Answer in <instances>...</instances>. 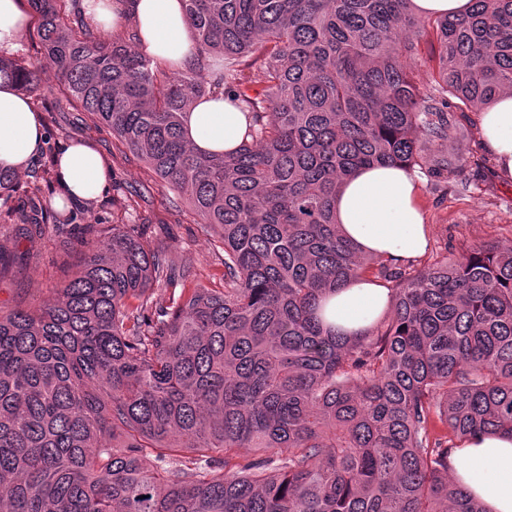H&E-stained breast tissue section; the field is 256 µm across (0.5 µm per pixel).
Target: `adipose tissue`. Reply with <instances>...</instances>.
<instances>
[{
	"mask_svg": "<svg viewBox=\"0 0 512 512\" xmlns=\"http://www.w3.org/2000/svg\"><path fill=\"white\" fill-rule=\"evenodd\" d=\"M87 23L101 30L131 15L138 25L143 51L156 59L182 65L195 51L184 22L181 0H82ZM484 149L499 174L512 181V91L502 92L480 112ZM246 118L231 99L216 97L194 103L184 121L186 141L201 152H231L238 148ZM44 139L40 112L14 85L0 82V167L25 171ZM56 206L84 203L111 187L112 171L89 142L64 145L55 157ZM334 215L342 236L367 255L381 254L399 263L424 253L428 246L417 178L399 165L363 167L341 184ZM391 302L390 293L361 278L348 282L324 302L326 323L357 334L370 328ZM452 476L465 486L485 512H512V435L476 434L455 449Z\"/></svg>",
	"mask_w": 512,
	"mask_h": 512,
	"instance_id": "obj_1",
	"label": "adipose tissue"
}]
</instances>
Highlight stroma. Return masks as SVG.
<instances>
[{
    "instance_id": "1",
    "label": "stroma",
    "mask_w": 512,
    "mask_h": 512,
    "mask_svg": "<svg viewBox=\"0 0 512 512\" xmlns=\"http://www.w3.org/2000/svg\"><path fill=\"white\" fill-rule=\"evenodd\" d=\"M41 78V90L31 93L30 99L43 116L45 146L20 173V190L38 183L40 199L52 202L56 194L51 165L55 150L69 141H91L112 169V188L99 200L60 209V218L71 217L79 224L147 225L152 239L165 248L175 266H192L205 287H223L222 244L203 230L188 201L164 187L145 160L71 102L55 69H44ZM448 152L478 157L480 165L455 168L440 178L419 171L429 248L413 259L416 268L490 242H512V182L501 179L482 147L476 111L457 113ZM81 241L80 235L61 236L50 227L42 240L28 243L19 237L12 214L0 207V249L21 257L20 264L0 274V306L35 307L48 300L75 271Z\"/></svg>"
}]
</instances>
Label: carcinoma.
Here are the masks:
<instances>
[{
	"mask_svg": "<svg viewBox=\"0 0 512 512\" xmlns=\"http://www.w3.org/2000/svg\"><path fill=\"white\" fill-rule=\"evenodd\" d=\"M66 2L28 0L46 64L220 235L224 289L175 272L141 224H87L53 301L0 307L9 512H484L450 461L472 434H512V243L416 270L376 256L392 302L359 336L319 311L368 270L333 218L344 178L430 155L437 176L479 166L438 147L454 113L512 89V0L463 17L411 0H182L185 70L136 32L73 29ZM425 44L431 87L415 72ZM0 80L27 91L40 74L0 57ZM219 89L248 132L201 153L183 118ZM18 185L0 169L1 201ZM17 219L29 240L68 229L36 188Z\"/></svg>",
	"mask_w": 512,
	"mask_h": 512,
	"instance_id": "1",
	"label": "carcinoma"
}]
</instances>
